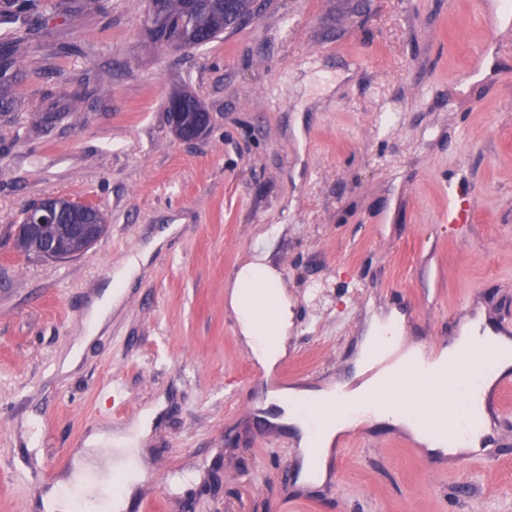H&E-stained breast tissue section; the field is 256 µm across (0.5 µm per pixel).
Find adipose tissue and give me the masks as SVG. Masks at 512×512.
<instances>
[{"label":"adipose tissue","instance_id":"1","mask_svg":"<svg viewBox=\"0 0 512 512\" xmlns=\"http://www.w3.org/2000/svg\"><path fill=\"white\" fill-rule=\"evenodd\" d=\"M146 254L124 259L113 280L88 311V321L102 326L122 296V287L139 273ZM227 303L236 316L239 330L253 354L266 367L273 366L286 353L285 343L291 325V305L281 288L279 275L263 254H255L240 266ZM399 314L373 318L370 334L355 360L356 370L375 368V375L355 389L339 384L333 387L288 388L271 392L269 401L279 410L278 422L294 426L299 433L302 456L301 475L315 482L327 476L325 456L335 437L359 426L391 424L411 431L430 452L455 454L477 446L484 429V405L481 396L471 397L465 410L456 409L449 394L459 393V379L469 377L493 365L492 379L512 374V341L503 336L487 337L484 349H475L476 331H464L449 347L427 352L419 347H400L390 340L387 350L376 347V338L398 326ZM322 408L319 424H312L302 413L301 404ZM137 430L112 435L92 436L83 453L75 460L71 482H81L85 471L97 468L111 472L137 451ZM110 444L115 457L108 460L98 447Z\"/></svg>","mask_w":512,"mask_h":512}]
</instances>
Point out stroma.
<instances>
[{
  "instance_id": "obj_1",
  "label": "stroma",
  "mask_w": 512,
  "mask_h": 512,
  "mask_svg": "<svg viewBox=\"0 0 512 512\" xmlns=\"http://www.w3.org/2000/svg\"><path fill=\"white\" fill-rule=\"evenodd\" d=\"M0 95V512H43L86 440L151 417L130 467L154 512H512V414L489 456L436 460L360 427L332 477L298 482L268 424L267 372L226 292L270 247L292 304L282 366L319 388L353 370L373 314L406 344L451 343L476 311L512 324V27L500 0H262L211 43L146 34L148 0H53ZM211 117L176 138L169 98ZM464 180L473 220L448 221ZM103 209L67 259L20 255L47 195ZM162 245L96 334L118 262ZM77 365L61 362L76 344Z\"/></svg>"
}]
</instances>
